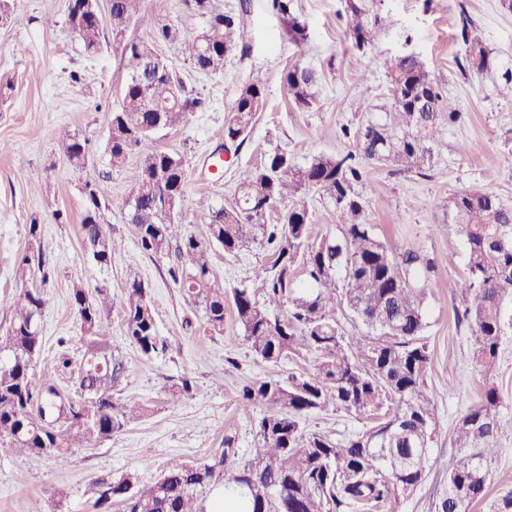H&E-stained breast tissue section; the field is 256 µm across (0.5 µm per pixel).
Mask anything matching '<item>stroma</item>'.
<instances>
[{
  "mask_svg": "<svg viewBox=\"0 0 512 512\" xmlns=\"http://www.w3.org/2000/svg\"><path fill=\"white\" fill-rule=\"evenodd\" d=\"M251 24L245 42L248 56L232 54L220 74L195 71L177 45L158 44L157 52L187 91L206 101L204 110L189 114L184 126L157 133L154 147L179 154L187 179L178 220L184 235L208 236L196 203L213 206L232 200L237 185L250 176L271 151L279 149L297 162L317 155H340L351 148L343 127L370 122L397 124L390 110L391 86L383 61L413 48L446 95L456 100L461 120L423 169L396 172L374 163L365 169L360 192L367 199L364 219L375 226L394 251L414 249L444 258L428 290L430 353L426 391L441 417L434 446L439 462L407 498L386 505L383 512H433L431 503L444 483L441 463L456 455L453 431L458 418L495 386L498 453L489 464V494L471 512H494L497 498L512 489V303L504 305L506 329L496 372L486 379L474 356V338L457 325L451 289L467 271L465 237L453 225L448 200L463 190H482L512 206V99L500 97L491 77L462 73L468 47L457 35L461 13L503 65L512 66V12L501 0H373L372 10L385 27L378 42L360 52L345 35V0H295V11L308 25V39L296 43L283 34L280 17L268 0H250ZM68 0H15L10 20L0 24V140L12 150L0 154V339L11 324V304L24 288L42 293L43 347L34 359L38 378L52 379L60 393L81 397L80 362L88 337L71 304L74 285L87 293L124 291L128 272H138L155 312L165 355L148 358L125 335L121 310L108 316L111 351L124 364L114 393L117 401L150 406L149 416L131 422L111 438L72 448L59 456L22 457L0 447V512H99L95 481L125 472L150 484L174 460H205L225 436L241 451L254 446V426L261 406L243 412L239 391L244 384L291 374L313 373L317 356L302 351L271 364L254 356L243 338L232 304L224 306V330L213 332L201 304L173 281L171 259L150 258L137 246L125 206L127 171L141 161L130 156L113 166L107 150L113 110L122 101L130 69L121 42L151 41L150 26L130 21L121 37L104 24L102 45L87 52L67 22ZM143 8L160 23L184 36L201 34L203 17L185 0H144ZM295 65L315 70L320 78L312 109L295 107L284 76ZM264 84V104L238 152L214 167L212 155L224 143V121L240 87ZM86 140L82 164L60 151L63 138ZM103 181L109 189L99 222L110 238L112 262L97 265L88 255L81 231L86 207L84 187ZM68 214L59 222L55 211ZM41 227L45 266L28 282L15 279V262L30 245L29 226ZM215 280L225 289L261 292L256 278L269 266L268 249L251 243L237 254L211 250ZM237 364L225 375L227 361ZM190 379L193 390L171 402L168 389Z\"/></svg>",
  "mask_w": 512,
  "mask_h": 512,
  "instance_id": "1",
  "label": "stroma"
}]
</instances>
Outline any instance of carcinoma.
<instances>
[{"instance_id": "carcinoma-1", "label": "carcinoma", "mask_w": 512, "mask_h": 512, "mask_svg": "<svg viewBox=\"0 0 512 512\" xmlns=\"http://www.w3.org/2000/svg\"><path fill=\"white\" fill-rule=\"evenodd\" d=\"M119 32L132 20L151 23L142 0H110ZM206 18L200 37L185 38L168 24L155 27L159 42L183 46L193 68L201 73L224 71L226 59L239 47L250 24L249 0H240L236 13H224L212 0H189ZM283 20L286 33L306 39V25L294 11V0H270ZM346 34L363 52L378 40L381 18L371 14L366 0H346ZM102 24L87 21L77 36L88 52L101 45ZM458 35L470 46L461 69L481 74L500 72L502 93L512 97V67L502 66L476 36L471 20L461 14ZM123 52L129 61L156 54L150 42H131ZM391 85L390 110L399 128L368 123L356 131L342 129L354 150L344 155L314 156L304 163L275 150L262 166L239 183L227 206L214 208L201 199L196 207L208 224L209 238L200 241L181 234L174 212L184 196L185 164L179 155L155 149L143 156L129 174V200L137 205L134 225L137 244L154 258L175 255L169 269L203 306L211 328L224 329V287L214 280L211 243L232 255L257 240L272 250L271 267L258 274L264 302L247 288L231 291L237 322L251 351L264 362L277 363L290 352L318 355L315 372L272 378L242 388L243 408L263 406L255 423L256 448L239 454L235 438L224 437V447L199 463L172 461L158 479L139 483L133 473L106 481L112 494L97 495L95 504L107 512L112 502L125 512H205L200 495L223 489L218 512H349L358 503L381 508L413 493L424 480L440 429L434 401L425 388L430 353L424 342L427 294L432 274L447 262L415 250L393 251L364 221L366 200L359 192L365 167L383 163L397 171L419 168L431 160L448 126L462 116L458 105L444 99L419 56L399 54L385 61ZM292 101L307 109L315 100L318 77L295 66L286 77ZM265 100L260 82L243 85L224 122V150L240 147ZM204 108V101L189 94L169 72L143 81L130 75L120 106L112 112L109 153L120 165L140 150L154 129H175L187 115ZM68 159L85 160L87 141L72 136L62 144ZM315 192L333 202L343 218L341 235L311 240L307 207L288 208L277 224H263L269 203H280L299 193ZM87 207L81 222L87 251L100 265L112 262V248L98 221L100 200L107 188L99 181L85 185ZM449 208L468 245L467 275L452 289L455 317L471 330L475 356L491 375L505 324L502 307L512 301V207L494 194L466 190L456 194ZM45 265L42 247L27 251L16 266L25 283ZM297 267L307 276L300 287L291 276ZM71 302L84 331L92 338L82 373L88 394L87 419L69 410V402L48 379L31 372L43 336L39 319L45 301L41 293L23 290L12 306L9 334L0 342V447L25 455L51 456L69 448L112 437L129 423L146 416L139 402L117 403L112 390L124 372L122 360L107 353L105 316L116 306L124 316L127 339L145 356L165 354L156 319L143 282L129 274L119 297L98 288L88 297L75 285ZM288 304L279 317L269 306ZM366 330L349 336L336 319V310ZM499 398L486 389L482 400L458 420L456 447L463 453L443 463L446 480L433 503L434 512H469L486 494L487 462L497 452ZM369 415L374 422L341 439L321 432L307 433L306 418L325 410ZM97 481V484L106 482Z\"/></svg>"}]
</instances>
